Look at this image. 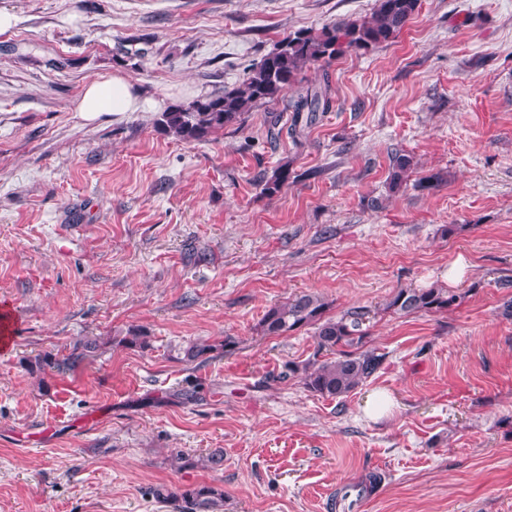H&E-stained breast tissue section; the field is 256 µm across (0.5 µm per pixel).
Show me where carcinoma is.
Instances as JSON below:
<instances>
[{
    "mask_svg": "<svg viewBox=\"0 0 512 512\" xmlns=\"http://www.w3.org/2000/svg\"><path fill=\"white\" fill-rule=\"evenodd\" d=\"M419 0H376L371 15L362 20H338L318 30L298 29L284 38L277 48L254 68L239 86L221 94L202 97L187 105L169 107L158 119L159 127L182 141H200L211 133L242 122L254 108L277 100L292 88L299 75L310 64L328 65L343 54L368 51L392 41L418 10ZM329 101L326 90L317 87L300 89L289 104L292 115L288 134L297 138L299 131L316 120V113L326 110ZM414 166L413 158L405 153L391 154L389 165L390 189L407 182ZM290 176L288 164L276 167L265 179L264 192H277ZM466 293H451L446 288H398L388 298L384 311L399 315L442 312L464 299ZM327 303L315 293H303L282 304L269 308L261 319L268 335L281 336L302 327L314 328V359L304 366L288 365V374L303 372L304 387L321 397L340 399L348 396L383 366L386 354L368 346V330L364 328L369 311L351 308L333 317L326 315ZM130 348L150 347L146 330L136 328L122 339ZM238 344L233 336L219 342H194L183 349L186 363L205 362L218 351L231 352ZM101 349L97 339L79 338L63 350L46 351L27 363V370L45 377L65 374L96 356ZM178 468L202 466L219 470L224 465V451L215 449L195 459L180 453L175 457ZM161 502L173 505L174 512H223L224 491L210 484H195L177 490L164 486L154 489Z\"/></svg>",
    "mask_w": 512,
    "mask_h": 512,
    "instance_id": "1",
    "label": "carcinoma"
}]
</instances>
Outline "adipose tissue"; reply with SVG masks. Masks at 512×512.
Wrapping results in <instances>:
<instances>
[{"label": "adipose tissue", "instance_id": "ef3b65f1", "mask_svg": "<svg viewBox=\"0 0 512 512\" xmlns=\"http://www.w3.org/2000/svg\"><path fill=\"white\" fill-rule=\"evenodd\" d=\"M141 105L139 93L127 76L112 73L87 81L76 102L75 109L92 117L107 112H133Z\"/></svg>", "mask_w": 512, "mask_h": 512}]
</instances>
